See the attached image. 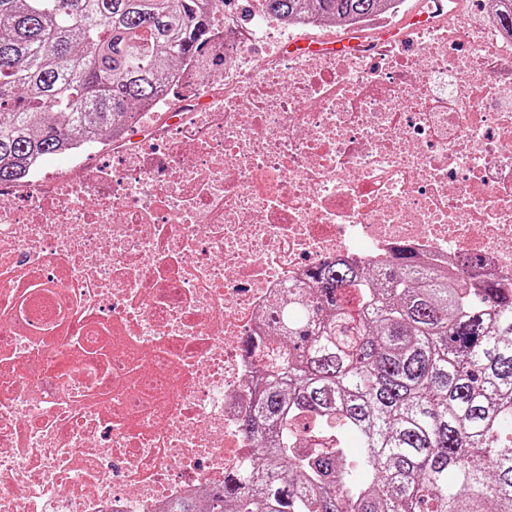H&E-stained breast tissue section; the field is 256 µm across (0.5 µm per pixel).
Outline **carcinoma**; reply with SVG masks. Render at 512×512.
<instances>
[{
  "label": "carcinoma",
  "instance_id": "obj_1",
  "mask_svg": "<svg viewBox=\"0 0 512 512\" xmlns=\"http://www.w3.org/2000/svg\"><path fill=\"white\" fill-rule=\"evenodd\" d=\"M208 0H0V185L87 146L207 47ZM273 18L353 20L389 0H263ZM512 35V0H497ZM286 289L282 356L241 421L261 475L167 512H512V282L319 266ZM310 424L325 441L302 446Z\"/></svg>",
  "mask_w": 512,
  "mask_h": 512
}]
</instances>
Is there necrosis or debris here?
<instances>
[{
  "mask_svg": "<svg viewBox=\"0 0 512 512\" xmlns=\"http://www.w3.org/2000/svg\"><path fill=\"white\" fill-rule=\"evenodd\" d=\"M305 29L306 21H297ZM211 30L112 158L0 186V512H163L251 462L282 292L411 250L512 279V36L492 14L288 60Z\"/></svg>",
  "mask_w": 512,
  "mask_h": 512,
  "instance_id": "4bbe7bcc",
  "label": "necrosis or debris"
}]
</instances>
